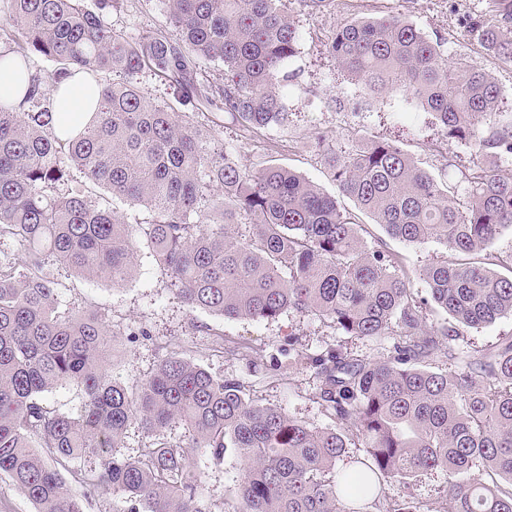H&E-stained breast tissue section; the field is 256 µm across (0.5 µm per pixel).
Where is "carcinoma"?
<instances>
[{
	"mask_svg": "<svg viewBox=\"0 0 512 512\" xmlns=\"http://www.w3.org/2000/svg\"><path fill=\"white\" fill-rule=\"evenodd\" d=\"M0 0V58L30 70L38 58L81 73L144 67L174 92L215 106L254 136L288 125L280 87L294 74L300 32L283 0H165V29L131 41L105 15L125 0ZM466 32L485 52L512 60V0H489ZM329 52L370 97L400 89L431 112L444 142H469L482 157L512 158V115L497 112L501 88L481 64L448 60L442 43L400 14L351 20L331 34ZM224 67V83L196 81L201 61ZM94 119L72 135L54 127V105L30 77L21 104L0 105V240L25 255L0 256V474L36 512H87L102 488L124 499L113 512H215L201 493L196 448L220 465L241 462L238 507L227 512H434L412 480L448 471V512H512V336L476 350L461 371L427 369L439 347L455 359L448 323L424 329L407 276L387 251L369 250L358 216L301 175L270 160L245 166L194 116L148 101L135 86H100ZM490 130L480 131L481 123ZM315 147L341 195L403 242L431 239L459 253L486 250L512 227V175L477 168L460 208L448 184L397 144L375 138L344 154ZM81 171L147 218L133 228L116 208L82 189L61 190ZM249 227V235L235 232ZM142 237L193 311L227 319L274 320L286 311L317 316L346 334L400 337L387 359H351L334 348L294 361L322 379L319 400L344 424L315 430L276 406L254 403L244 383L217 377L178 354L134 388L109 373L111 330L96 314L55 315L50 264L121 286L136 268ZM501 266L508 274L494 267ZM431 300L475 327L512 314V261L485 254L465 265L423 269ZM61 383L84 393L77 416L45 393ZM139 423L149 442L121 453ZM184 427L172 440L166 430ZM363 448L341 467L348 444ZM100 461L97 469L74 464ZM71 473L83 494L66 487ZM506 484H501L498 478ZM397 481L393 498L385 485Z\"/></svg>",
	"mask_w": 512,
	"mask_h": 512,
	"instance_id": "cac0c4a2",
	"label": "carcinoma"
}]
</instances>
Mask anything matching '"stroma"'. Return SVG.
Returning a JSON list of instances; mask_svg holds the SVG:
<instances>
[{
	"instance_id": "35a3bbf8",
	"label": "stroma",
	"mask_w": 512,
	"mask_h": 512,
	"mask_svg": "<svg viewBox=\"0 0 512 512\" xmlns=\"http://www.w3.org/2000/svg\"><path fill=\"white\" fill-rule=\"evenodd\" d=\"M287 6L301 33L300 50L288 62L297 78L282 90L291 117L288 126L267 130L263 137L242 138L223 112L177 98L168 83L149 69L128 75L104 73L100 79L105 83L128 82L152 102L194 113L216 140L232 145L235 158L242 163L256 164L273 157L332 195H337V185L313 142L319 133L326 135L329 146L339 153L350 150L361 135L396 141L435 176H447L453 199L462 207L469 202L466 177L471 169L491 167L499 174H512V159L476 156L466 142L453 143L447 153H440L441 132L432 114L403 92L362 105L361 88L341 76L327 47L329 35L340 23L402 14L429 37L443 39L449 57L462 54L487 68L502 90L501 112L512 113V62L487 56L461 27L465 16L486 11L487 0H325L316 11L303 0H288ZM106 21L134 38L146 30L164 28L166 7L163 0H128L123 11L108 15ZM360 222V235L367 248L383 249L400 259L410 275L413 292L425 301L427 323L444 321L446 315L429 301L420 273L442 259L466 262V255L451 252L435 240L410 244L391 238L366 216ZM47 271L59 291L57 316L85 312L105 315L113 333L109 372L117 381L135 384L150 375L164 357L180 353L214 375L240 380L256 403L282 408L317 430L336 429L340 423L319 402L321 378L312 368L296 364L292 351L319 354L337 348L353 358L380 361L389 356L395 342L391 336H349L330 322L291 311L272 321L222 320L203 311H190L143 244L138 247L134 276L121 286L80 277L57 265L48 266ZM201 322L212 327V334L196 331V324ZM507 336H512V315L479 327L460 328L452 343L455 360H448L439 351L431 357L429 368L443 372L464 369L474 350L492 349ZM197 464L204 472L206 499L216 504L232 502L240 468L235 455L226 454L220 465L203 457Z\"/></svg>"
}]
</instances>
